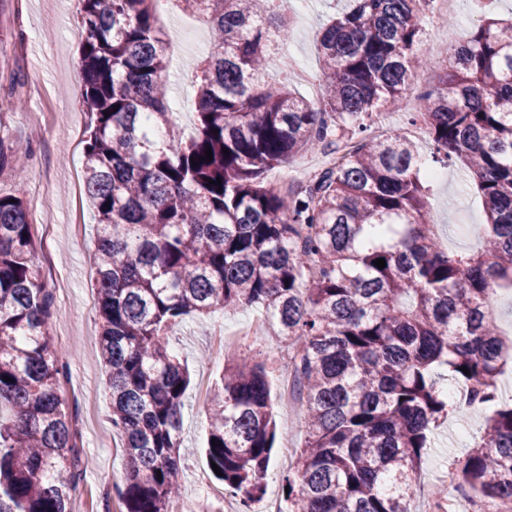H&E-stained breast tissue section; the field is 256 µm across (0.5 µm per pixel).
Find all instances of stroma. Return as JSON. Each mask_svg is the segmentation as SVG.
<instances>
[{"instance_id": "stroma-1", "label": "stroma", "mask_w": 512, "mask_h": 512, "mask_svg": "<svg viewBox=\"0 0 512 512\" xmlns=\"http://www.w3.org/2000/svg\"><path fill=\"white\" fill-rule=\"evenodd\" d=\"M347 0H301L288 10L291 26L287 56L271 58L270 73L288 69L290 60L320 72L317 35ZM512 16V0H460L450 24L426 32L420 46L430 59L413 74L414 85L432 86L444 62L439 54L448 37L466 42L481 14ZM158 15L172 47L168 93L186 102L193 93L183 71L196 67L210 45V31L199 17L168 7ZM78 0H13L0 38V97L13 96L18 107L0 112V136L29 144L14 177L0 181V193L22 197L40 241L38 263L42 279L54 297L49 332L53 350L69 366V379L60 395L75 415L79 444L87 469L74 500L75 512H120L116 487L124 479L126 459L112 430L111 409L99 355V325L95 309L93 243L96 225L87 202H76L74 186L83 164L89 115L81 97L80 41L73 38L79 23ZM460 160L442 166L429 190L431 218L443 248L468 253L481 249L479 238L462 233V225L481 224L482 202ZM268 316L258 306L192 316L173 327L171 344L191 373L183 414L181 480L178 501L187 512H229L237 500L210 472L204 447L208 429L207 397L227 362L224 341L252 324L263 334L250 347L255 360L265 361L273 399H280L288 367L280 356L287 339L275 335ZM483 411L461 420L441 422L431 434V446L416 479L414 499L421 502L441 484L445 465L472 447L481 430ZM277 438L273 458L263 480L266 496H283V479L303 448L306 428L300 411L276 410Z\"/></svg>"}]
</instances>
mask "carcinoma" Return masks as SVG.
Segmentation results:
<instances>
[{"mask_svg":"<svg viewBox=\"0 0 512 512\" xmlns=\"http://www.w3.org/2000/svg\"><path fill=\"white\" fill-rule=\"evenodd\" d=\"M78 2L83 189L125 512H171L178 496L191 377L169 328L243 305L262 307L299 355L307 439L285 477L288 512H411L432 429L469 406L487 416L457 460L459 488L481 504L512 498V400L496 385L512 340L495 319L497 289H512V18L479 20L464 44L448 38L438 83L410 113L434 159L456 157L475 176L484 245L463 256L434 233L416 143L401 130L369 134L430 63L416 0H352L326 25L317 102L265 80L289 38L281 0H172L211 34L188 139L168 100L159 0ZM330 147L343 154L317 177L265 186L290 157ZM20 151L0 137V174ZM36 256L23 199L0 194V409L10 410L0 413V512H72L86 466L59 395L69 367L52 350L53 296ZM208 401L206 462L250 512L276 439L265 365L229 361Z\"/></svg>","mask_w":512,"mask_h":512,"instance_id":"cac0c4a2","label":"carcinoma"}]
</instances>
